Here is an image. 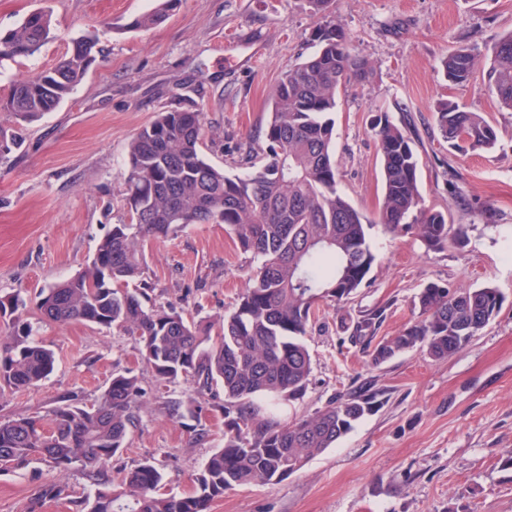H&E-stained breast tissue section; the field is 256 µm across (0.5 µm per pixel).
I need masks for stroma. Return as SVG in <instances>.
Segmentation results:
<instances>
[{
	"label": "stroma",
	"instance_id": "stroma-1",
	"mask_svg": "<svg viewBox=\"0 0 512 512\" xmlns=\"http://www.w3.org/2000/svg\"><path fill=\"white\" fill-rule=\"evenodd\" d=\"M160 2L0 0L1 34L33 11L51 13L39 53L0 62V98L17 77L56 65L83 34H96L104 49L56 110L22 124L0 112V128L18 142L0 156V296L25 300L37 339L55 356L39 385L0 393V418L48 414L68 395L91 404L125 372L138 377L148 405L98 479L79 466L60 476L41 460L0 472V512H80L100 481L146 460L169 492L185 494L223 447L221 386L200 391L180 380L160 388L134 335L39 319L37 296L78 274L112 225L127 221L128 144L158 113L203 109L208 160L229 175L250 172L251 155L267 146L281 73L315 52L314 34L330 20L372 66L368 81L340 93L334 153L340 189L369 222L375 260L351 301L321 304L305 337L313 361L306 392L278 411L290 421L363 386L380 391L382 403L301 471L225 491L209 512H512V111L486 83L488 48L512 32V0H329L323 9L312 0H179L162 24L133 28ZM458 47L478 55L464 84L449 82L441 66ZM442 99L483 113L495 148L449 150L435 118ZM383 120L410 137L422 205L460 228V243L431 248L417 233L377 224L384 183L375 131ZM146 262L153 303L198 320L233 309L252 265L220 224L148 242ZM431 283L491 286L504 302L447 359L415 348L372 366L348 340L354 324L378 310L377 338L397 335L419 320L417 295ZM53 483L62 496H44Z\"/></svg>",
	"mask_w": 512,
	"mask_h": 512
}]
</instances>
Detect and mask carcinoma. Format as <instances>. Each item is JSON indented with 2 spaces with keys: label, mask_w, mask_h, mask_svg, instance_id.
<instances>
[{
  "label": "carcinoma",
  "mask_w": 512,
  "mask_h": 512,
  "mask_svg": "<svg viewBox=\"0 0 512 512\" xmlns=\"http://www.w3.org/2000/svg\"><path fill=\"white\" fill-rule=\"evenodd\" d=\"M173 7L144 14L133 27L163 22ZM51 14L38 10L0 35V58L30 57L46 44ZM317 51L283 72L272 97L261 165L245 177L211 164L202 144L205 115L198 109L161 112L128 147L125 195L128 221L112 225L77 276L41 292L40 319L82 321L138 335L139 352L159 386L180 379L200 389H224V446L193 478L192 491L165 490L160 470L146 460L117 486H105L84 502L87 512H209L224 492L253 483L277 484L333 447L364 415L380 405L365 390L335 400L311 415L280 420L275 407L299 399L312 372L303 337L324 301L340 304L366 283L373 255L363 217L338 189L332 149L340 92L366 81L368 61L351 53L344 34L329 21L315 33ZM103 52L95 35L81 36L53 68L14 81L0 112L32 121L55 110L85 78ZM489 90L512 110V33L491 48ZM469 48L448 53L442 68L459 84L473 74ZM441 137L460 149H491L493 126L478 112L439 103ZM384 177L378 223L394 233L417 232L430 248L448 243L450 226L440 211L422 208L420 159L405 130L386 122L376 131ZM193 224H222L240 250L257 262L228 315L189 320L173 307L148 304L143 283L145 245ZM423 316L396 336L375 341L382 313L363 315L348 340L364 347L378 366L410 349L443 360L476 336L498 313L500 292L490 286L458 290L432 283L421 290ZM17 295L0 296V321L12 326L0 350V393L31 388L54 370L53 352L36 341ZM143 391L138 378L114 374L90 406L72 398L50 417L0 419V471H21L35 460L65 474L77 465L104 466L126 446Z\"/></svg>",
  "instance_id": "1"
}]
</instances>
